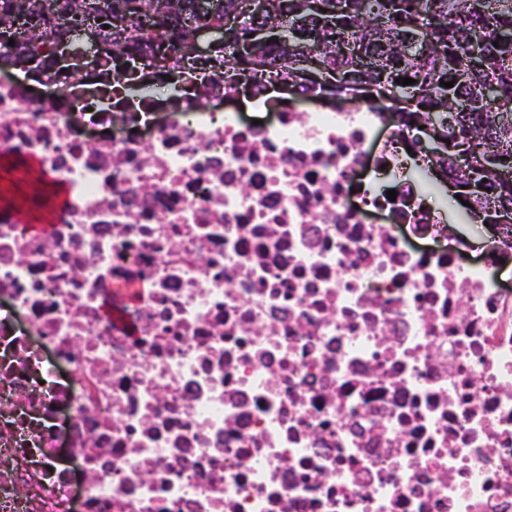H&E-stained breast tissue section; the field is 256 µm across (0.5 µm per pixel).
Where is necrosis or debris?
Instances as JSON below:
<instances>
[{
	"label": "necrosis or debris",
	"instance_id": "obj_1",
	"mask_svg": "<svg viewBox=\"0 0 512 512\" xmlns=\"http://www.w3.org/2000/svg\"><path fill=\"white\" fill-rule=\"evenodd\" d=\"M76 44L0 77V153L67 194L41 233L0 206V512H512V247L450 244L416 130L243 120L229 65L125 120Z\"/></svg>",
	"mask_w": 512,
	"mask_h": 512
}]
</instances>
